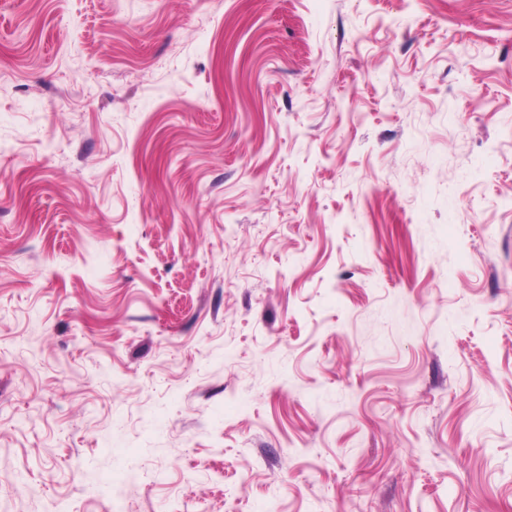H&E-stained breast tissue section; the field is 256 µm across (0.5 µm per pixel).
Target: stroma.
<instances>
[{
	"label": "stroma",
	"mask_w": 512,
	"mask_h": 512,
	"mask_svg": "<svg viewBox=\"0 0 512 512\" xmlns=\"http://www.w3.org/2000/svg\"><path fill=\"white\" fill-rule=\"evenodd\" d=\"M0 512H512V0H0Z\"/></svg>",
	"instance_id": "1"
}]
</instances>
